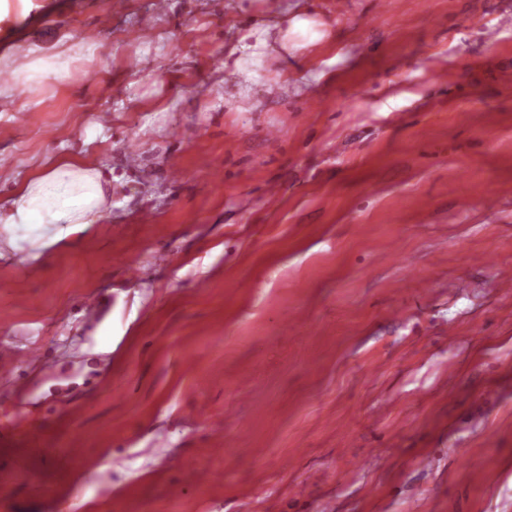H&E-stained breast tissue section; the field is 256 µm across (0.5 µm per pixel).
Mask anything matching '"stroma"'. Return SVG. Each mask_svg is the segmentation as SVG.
I'll use <instances>...</instances> for the list:
<instances>
[{
	"label": "stroma",
	"mask_w": 512,
	"mask_h": 512,
	"mask_svg": "<svg viewBox=\"0 0 512 512\" xmlns=\"http://www.w3.org/2000/svg\"><path fill=\"white\" fill-rule=\"evenodd\" d=\"M1 86L0 200L115 182L0 248V512H512V0H30ZM84 49L83 44L79 42L73 43L69 48L68 52L73 54H65L64 52H55L47 55L45 58H39L35 64V67H31L27 71L28 80H38L46 78L50 74L58 76L60 74H69L70 64L75 59L76 55H79ZM110 200L111 168L62 155L29 175L13 189L7 203L0 204V246L1 238L12 249L19 248L20 239L33 247L69 239L97 224ZM49 226L54 227V235L40 243Z\"/></svg>",
	"instance_id": "obj_1"
}]
</instances>
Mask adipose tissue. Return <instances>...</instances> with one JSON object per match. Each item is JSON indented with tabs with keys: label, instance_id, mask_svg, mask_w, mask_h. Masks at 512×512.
Listing matches in <instances>:
<instances>
[{
	"label": "adipose tissue",
	"instance_id": "obj_1",
	"mask_svg": "<svg viewBox=\"0 0 512 512\" xmlns=\"http://www.w3.org/2000/svg\"><path fill=\"white\" fill-rule=\"evenodd\" d=\"M111 198V170L60 156L29 175L0 204V239L13 249L22 239L35 246L49 228L53 242L69 239L97 223Z\"/></svg>",
	"mask_w": 512,
	"mask_h": 512
}]
</instances>
